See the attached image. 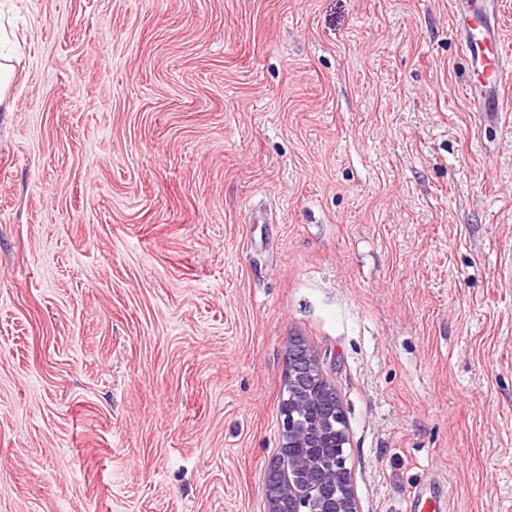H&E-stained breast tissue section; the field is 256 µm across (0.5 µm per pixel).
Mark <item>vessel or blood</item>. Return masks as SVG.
Segmentation results:
<instances>
[{"instance_id":"b4317fda","label":"vessel or blood","mask_w":512,"mask_h":512,"mask_svg":"<svg viewBox=\"0 0 512 512\" xmlns=\"http://www.w3.org/2000/svg\"><path fill=\"white\" fill-rule=\"evenodd\" d=\"M461 47L477 76L471 85L472 98L481 111L500 109L501 93L512 79V50L507 49L501 34L499 0H487L486 6L471 10L460 18ZM442 495L417 489L410 499L411 512H445Z\"/></svg>"}]
</instances>
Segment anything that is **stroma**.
Listing matches in <instances>:
<instances>
[{"instance_id":"1","label":"stroma","mask_w":512,"mask_h":512,"mask_svg":"<svg viewBox=\"0 0 512 512\" xmlns=\"http://www.w3.org/2000/svg\"><path fill=\"white\" fill-rule=\"evenodd\" d=\"M455 0H0V512H267L290 340L358 512H512V90ZM479 7L461 16V47L478 80L471 85L479 112H501V93L510 80L512 62L501 34L499 0H483ZM447 502L442 495H427L421 487L415 490L410 499V511L412 512H445Z\"/></svg>"}]
</instances>
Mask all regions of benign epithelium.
Here are the masks:
<instances>
[{
	"instance_id": "obj_1",
	"label": "benign epithelium",
	"mask_w": 512,
	"mask_h": 512,
	"mask_svg": "<svg viewBox=\"0 0 512 512\" xmlns=\"http://www.w3.org/2000/svg\"><path fill=\"white\" fill-rule=\"evenodd\" d=\"M300 378L306 389L301 395L308 397L312 402L318 401V394L314 388L315 382L327 383L320 363L308 351L306 346L296 340L290 342L286 358V379L292 384ZM326 406L317 415V425L313 429L305 427L304 423L296 418V409L293 399H288V407L280 414V430L282 440L285 442H301L310 435L323 448H336L339 451L337 469L343 488L336 490L333 512H357L356 497L348 478L346 447L348 444V425L340 399L333 390H326L324 394ZM314 507V489L299 488L288 490V512H311Z\"/></svg>"
}]
</instances>
